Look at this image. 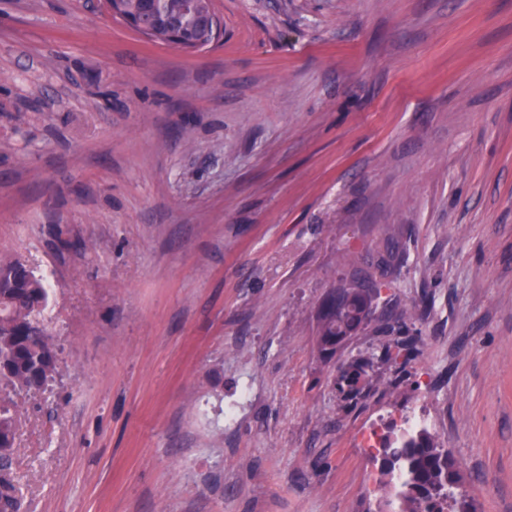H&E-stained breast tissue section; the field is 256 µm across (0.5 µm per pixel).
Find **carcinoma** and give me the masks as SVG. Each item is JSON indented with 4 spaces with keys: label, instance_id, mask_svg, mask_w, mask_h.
<instances>
[{
    "label": "carcinoma",
    "instance_id": "cac0c4a2",
    "mask_svg": "<svg viewBox=\"0 0 512 512\" xmlns=\"http://www.w3.org/2000/svg\"><path fill=\"white\" fill-rule=\"evenodd\" d=\"M198 0H165L162 19L171 31L195 27ZM360 287L345 281L332 291L319 314L318 347L328 355L366 325L382 290L390 284L372 271L358 277ZM50 288L27 259L0 260V384L18 391H44L55 379L57 353L45 327ZM416 352V339L400 330L384 342L381 359L404 365ZM369 363L361 359L342 364L336 380L346 400H354L369 383ZM19 410L0 401V512H17L18 489L12 473ZM381 475L394 489L392 512H481L477 501L457 492L460 467L454 455L439 445L425 427H401L372 446Z\"/></svg>",
    "mask_w": 512,
    "mask_h": 512
}]
</instances>
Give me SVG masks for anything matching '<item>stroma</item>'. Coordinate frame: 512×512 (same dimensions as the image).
<instances>
[{
    "label": "stroma",
    "instance_id": "1",
    "mask_svg": "<svg viewBox=\"0 0 512 512\" xmlns=\"http://www.w3.org/2000/svg\"><path fill=\"white\" fill-rule=\"evenodd\" d=\"M213 4L184 53L102 0H0V255L49 276L59 360L0 390L20 512H378L371 444L413 416L512 512V0ZM375 265L402 367L378 310L318 348ZM358 280L360 288H345L342 279L321 308L317 343L323 354H335L341 342L366 325L382 290L391 288L372 271H365ZM392 308L396 310L399 306L395 303ZM396 315L401 324L400 329L396 336H390L391 338L382 344L381 359L386 363L404 365L416 352V339L409 334L408 330H401L405 325L407 311L401 308ZM368 368L369 363L361 359L349 360L342 364L336 386L345 400H354L362 393L370 379Z\"/></svg>",
    "mask_w": 512,
    "mask_h": 512
}]
</instances>
